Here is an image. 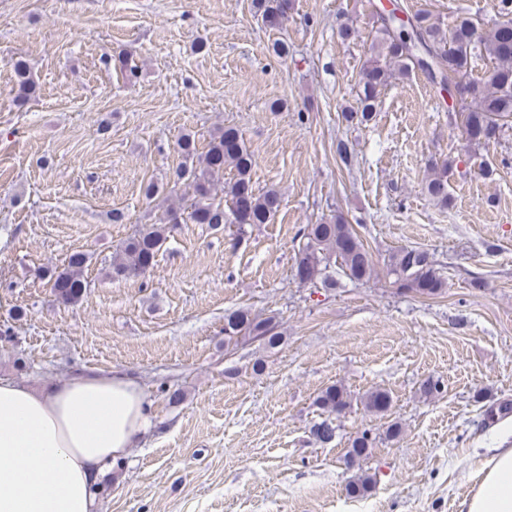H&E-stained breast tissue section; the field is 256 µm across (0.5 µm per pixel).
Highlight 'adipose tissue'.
Instances as JSON below:
<instances>
[{"label":"adipose tissue","mask_w":512,"mask_h":512,"mask_svg":"<svg viewBox=\"0 0 512 512\" xmlns=\"http://www.w3.org/2000/svg\"><path fill=\"white\" fill-rule=\"evenodd\" d=\"M151 425L145 395L120 370L41 388L0 377V512H93L100 477ZM497 431L462 512H512V420Z\"/></svg>","instance_id":"1"}]
</instances>
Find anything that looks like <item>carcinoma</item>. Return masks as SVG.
<instances>
[{"mask_svg":"<svg viewBox=\"0 0 512 512\" xmlns=\"http://www.w3.org/2000/svg\"><path fill=\"white\" fill-rule=\"evenodd\" d=\"M253 6L264 25L277 29L287 20L291 0H253ZM400 11L401 5L395 2L393 9L378 15L380 39L361 69L356 105L342 108V119L352 125L368 123L391 79L417 69L442 91L449 82L457 86L459 99L451 111L460 112L463 136L474 146L490 144L491 131L500 132L512 122V19L483 28L472 18L460 16L448 30L427 10L414 12L405 22L396 16ZM478 56L488 57L494 66L474 79L469 77L471 60ZM14 73L15 101L23 106L36 97L38 85L25 61L15 62ZM177 146L183 162L173 173L166 197L170 201L166 223L140 230L122 243L112 257L110 278L114 280L141 276L153 269L170 224L183 221L208 224L214 229L235 224L242 229L251 224H269L279 211L278 190L260 192L253 186L255 161L236 128L218 130L202 151L190 134L182 135ZM227 169L234 176L224 183L220 194L217 184ZM425 191L436 204L448 205V161L429 164ZM300 239L293 270L304 286L331 288L336 285L338 273L358 282L377 274L372 252L354 225L341 216L305 225ZM86 263L85 253L74 252L63 269L49 272L55 301L73 305L81 299L88 288L83 275ZM384 265L398 294L434 298L447 286L441 268L424 250L397 249ZM246 339L275 348L282 336L273 317L259 319L244 309L224 315V345ZM360 403L369 413L383 414L390 409L392 398L387 391L374 389L366 392ZM314 404L323 418L311 427V435L315 441L328 444L336 437L333 417L350 407V396L343 386L332 384L317 394ZM511 414V401L492 403L482 411L480 426L487 431ZM376 440L368 431L354 437L343 455L346 468L367 458ZM374 484V476L361 470L347 482L345 490L351 498L364 497Z\"/></svg>","mask_w":512,"mask_h":512,"instance_id":"cac0c4a2","label":"carcinoma"}]
</instances>
